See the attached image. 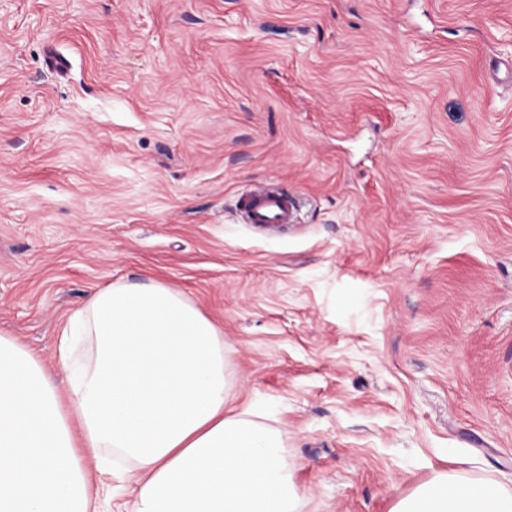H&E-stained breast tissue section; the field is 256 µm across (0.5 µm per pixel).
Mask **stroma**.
I'll use <instances>...</instances> for the list:
<instances>
[{"label":"stroma","instance_id":"obj_1","mask_svg":"<svg viewBox=\"0 0 512 512\" xmlns=\"http://www.w3.org/2000/svg\"><path fill=\"white\" fill-rule=\"evenodd\" d=\"M269 181L296 221L243 223ZM224 327L301 512L512 491V0H0V331L117 282ZM392 512H512V493L493 482L441 473Z\"/></svg>","mask_w":512,"mask_h":512}]
</instances>
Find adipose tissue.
Listing matches in <instances>:
<instances>
[{"mask_svg": "<svg viewBox=\"0 0 512 512\" xmlns=\"http://www.w3.org/2000/svg\"><path fill=\"white\" fill-rule=\"evenodd\" d=\"M58 350L63 395L0 332V512H100L115 474L131 512H300L283 433L227 410L223 329L180 288L97 289ZM393 512H512V492L441 473Z\"/></svg>", "mask_w": 512, "mask_h": 512, "instance_id": "obj_1", "label": "adipose tissue"}]
</instances>
